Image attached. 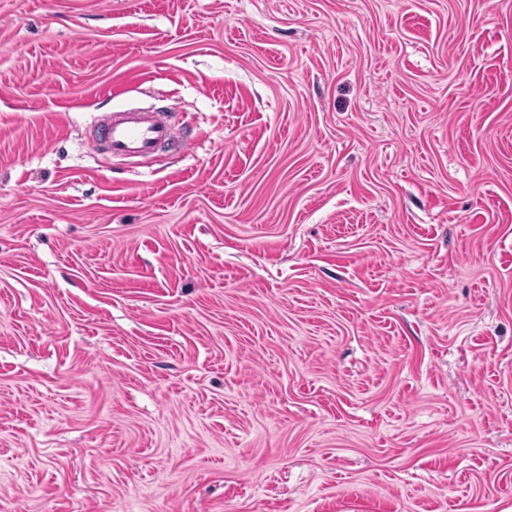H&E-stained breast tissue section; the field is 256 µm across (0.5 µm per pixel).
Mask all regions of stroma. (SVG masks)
<instances>
[{
	"label": "stroma",
	"instance_id": "1",
	"mask_svg": "<svg viewBox=\"0 0 512 512\" xmlns=\"http://www.w3.org/2000/svg\"><path fill=\"white\" fill-rule=\"evenodd\" d=\"M0 512H512V0H0ZM169 139L170 126L162 113L129 108L112 112L88 146L93 151L106 149L112 155L136 157L154 153Z\"/></svg>",
	"mask_w": 512,
	"mask_h": 512
}]
</instances>
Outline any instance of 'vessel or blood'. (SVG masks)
<instances>
[{
    "label": "vessel or blood",
    "mask_w": 512,
    "mask_h": 512,
    "mask_svg": "<svg viewBox=\"0 0 512 512\" xmlns=\"http://www.w3.org/2000/svg\"><path fill=\"white\" fill-rule=\"evenodd\" d=\"M169 138L170 126L162 113L129 108L112 112L88 146L94 151L136 157L154 153Z\"/></svg>",
    "instance_id": "b4317fda"
}]
</instances>
